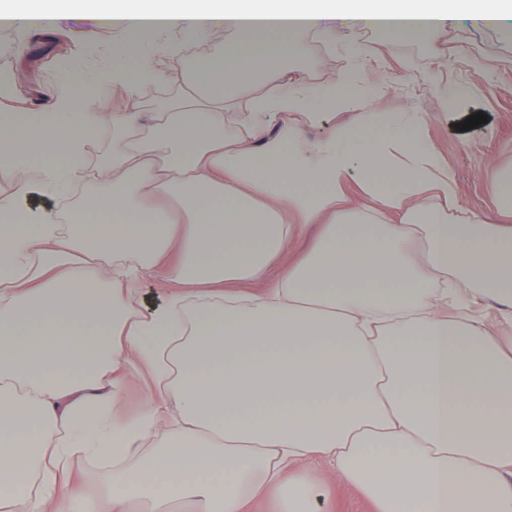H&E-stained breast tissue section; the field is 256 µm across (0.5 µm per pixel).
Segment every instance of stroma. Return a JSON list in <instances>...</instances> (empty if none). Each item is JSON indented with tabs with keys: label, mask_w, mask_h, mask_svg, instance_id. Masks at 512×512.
Wrapping results in <instances>:
<instances>
[{
	"label": "stroma",
	"mask_w": 512,
	"mask_h": 512,
	"mask_svg": "<svg viewBox=\"0 0 512 512\" xmlns=\"http://www.w3.org/2000/svg\"><path fill=\"white\" fill-rule=\"evenodd\" d=\"M353 35L386 57L380 65L368 62L359 74L366 88L389 89L385 99L373 104V111L404 107L432 115L428 135L458 172L465 205L480 214L487 212L494 197L491 167L512 166V23L485 27L461 19L443 40L432 35L399 40L362 24ZM4 37L13 43L8 54H0V69L12 74L9 99L22 107L45 103L51 91L72 87L89 61L111 58L127 45L122 28L94 26L75 14L40 33L0 30V39ZM301 38L309 56L299 70L316 88L342 68L345 59L332 43L313 33H302ZM477 56L485 60V67L474 65ZM445 57L452 66L444 74L440 61ZM441 77L446 78L449 93L465 90L471 111L487 115L486 124L463 134L455 128L458 114L439 116L440 102L429 84ZM313 470L325 489L323 512H375L373 503L358 489L338 482L327 464H314Z\"/></svg>",
	"instance_id": "1"
}]
</instances>
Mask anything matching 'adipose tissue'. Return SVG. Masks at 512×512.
Instances as JSON below:
<instances>
[{"label":"adipose tissue","mask_w":512,"mask_h":512,"mask_svg":"<svg viewBox=\"0 0 512 512\" xmlns=\"http://www.w3.org/2000/svg\"><path fill=\"white\" fill-rule=\"evenodd\" d=\"M64 2L0 17L43 30ZM87 2L130 34L91 76L126 109L63 91L0 113V512H320L315 462L377 512H512V171L476 214L428 115L370 111L353 39L319 92L288 65L302 29L444 36L511 19L512 0ZM175 30L238 38L183 73ZM182 80L178 109L141 110L145 84ZM36 190L63 216L22 210ZM131 380L146 398L126 417ZM78 459L101 497L75 484Z\"/></svg>","instance_id":"adipose-tissue-1"}]
</instances>
